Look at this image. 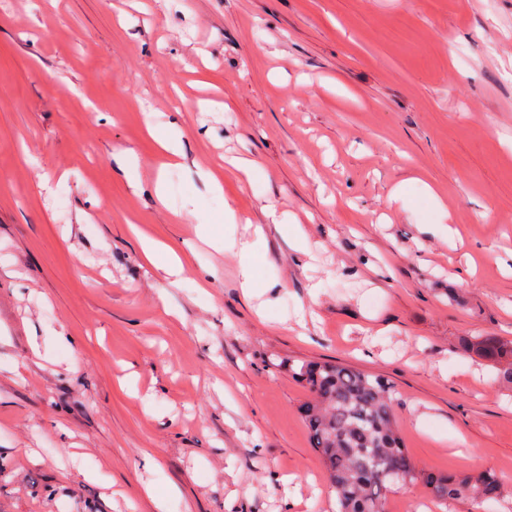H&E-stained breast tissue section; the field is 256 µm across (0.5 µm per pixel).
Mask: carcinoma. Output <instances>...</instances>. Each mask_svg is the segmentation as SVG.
<instances>
[{
	"label": "carcinoma",
	"mask_w": 512,
	"mask_h": 512,
	"mask_svg": "<svg viewBox=\"0 0 512 512\" xmlns=\"http://www.w3.org/2000/svg\"><path fill=\"white\" fill-rule=\"evenodd\" d=\"M476 353L503 366L512 381V345L486 336ZM310 393L302 408L312 448L320 455L339 512H380L396 485L423 483L434 499L497 501L507 482L492 471L431 474L418 468L399 433L393 390L383 378L331 361L288 367Z\"/></svg>",
	"instance_id": "obj_1"
}]
</instances>
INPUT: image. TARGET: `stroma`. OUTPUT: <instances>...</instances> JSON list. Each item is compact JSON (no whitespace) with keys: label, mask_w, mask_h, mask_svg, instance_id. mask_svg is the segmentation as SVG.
Instances as JSON below:
<instances>
[{"label":"stroma","mask_w":512,"mask_h":512,"mask_svg":"<svg viewBox=\"0 0 512 512\" xmlns=\"http://www.w3.org/2000/svg\"><path fill=\"white\" fill-rule=\"evenodd\" d=\"M0 259V512H337L305 361L386 379L425 471L512 482V385L469 347L512 342V0H0ZM422 503L472 512H386Z\"/></svg>","instance_id":"35a3bbf8"}]
</instances>
